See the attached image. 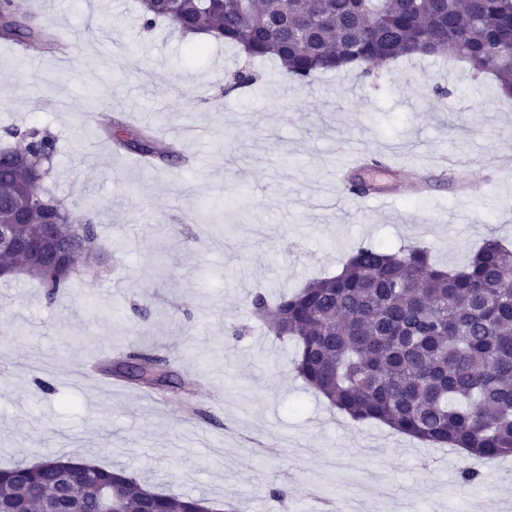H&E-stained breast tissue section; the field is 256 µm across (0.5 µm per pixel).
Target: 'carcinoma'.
<instances>
[{"label": "carcinoma", "instance_id": "carcinoma-1", "mask_svg": "<svg viewBox=\"0 0 512 512\" xmlns=\"http://www.w3.org/2000/svg\"><path fill=\"white\" fill-rule=\"evenodd\" d=\"M139 2L141 30L167 21L183 36L207 34L251 61L274 60L292 82L353 67L369 76L403 57L449 51L512 96V61L499 58L512 30V0ZM0 40L32 55L63 49L13 0H0ZM257 79L242 67L228 89ZM99 130L152 167L181 159L174 144L158 148L147 127L103 114ZM12 134L23 145L0 147V224L11 223L12 203L25 201L28 173L12 156L55 152V139L37 130ZM45 200L60 236H74L72 214L53 197ZM2 264L35 276L50 299L71 287V274L57 277L20 253H1ZM250 306L274 336L295 341L297 375L352 420L379 421L481 459L512 456V249L497 237L485 238L459 270L437 266L422 243L395 252L361 243L339 274L275 303L257 293ZM98 371L142 388L181 383L167 360L143 350L104 360ZM103 497L117 512H209L205 499L153 491L122 467L81 461L64 468L50 458L42 467L0 468V512H97Z\"/></svg>", "mask_w": 512, "mask_h": 512}]
</instances>
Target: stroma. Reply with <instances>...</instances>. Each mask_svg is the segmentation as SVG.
I'll use <instances>...</instances> for the list:
<instances>
[{
  "instance_id": "1",
  "label": "stroma",
  "mask_w": 512,
  "mask_h": 512,
  "mask_svg": "<svg viewBox=\"0 0 512 512\" xmlns=\"http://www.w3.org/2000/svg\"><path fill=\"white\" fill-rule=\"evenodd\" d=\"M67 45L29 65L0 40V140L49 132L43 183L92 217L103 261L47 300L39 280H0V466L52 456L120 466L152 490L237 512H512V457L461 458L376 421L357 423L299 378L292 341L247 306L341 271L362 242L427 245L463 267L488 235L512 243V168L467 202L443 160L479 168L512 154V98L468 64L413 57L286 81L273 62L225 91L244 57L167 23L140 30L136 0H19ZM149 122L185 163L151 169L100 136L101 113ZM417 164L429 185L390 209L344 202L345 152ZM149 317H141V308ZM182 385L151 392L85 372L140 337ZM481 472L477 485L459 473ZM286 497H279V490Z\"/></svg>"
}]
</instances>
